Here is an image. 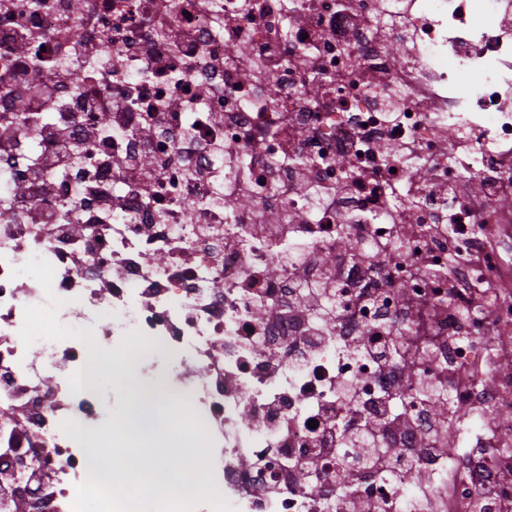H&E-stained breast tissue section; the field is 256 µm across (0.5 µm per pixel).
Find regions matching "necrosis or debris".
Segmentation results:
<instances>
[{
	"mask_svg": "<svg viewBox=\"0 0 512 512\" xmlns=\"http://www.w3.org/2000/svg\"><path fill=\"white\" fill-rule=\"evenodd\" d=\"M94 2L45 0L21 47L47 82L95 42L112 91L109 145L75 144L32 210L52 138L0 91V512L152 496L115 449L137 418L111 423L112 373L184 451L158 512H345L344 475L386 512H512V0ZM306 282L330 300L298 306ZM376 331L404 341L390 387ZM422 384L456 436L414 491L320 457L317 410L357 424L388 389L418 418Z\"/></svg>",
	"mask_w": 512,
	"mask_h": 512,
	"instance_id": "1",
	"label": "necrosis or debris"
}]
</instances>
